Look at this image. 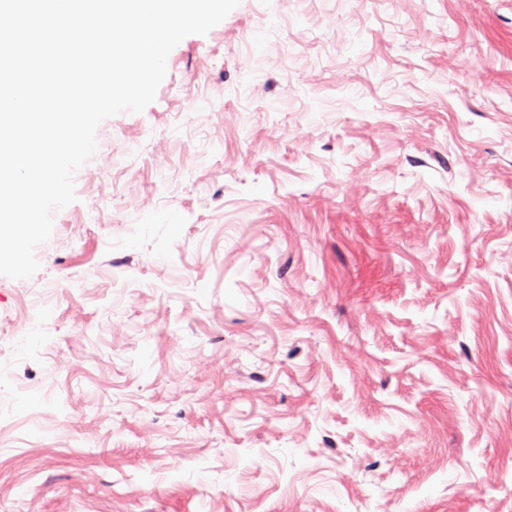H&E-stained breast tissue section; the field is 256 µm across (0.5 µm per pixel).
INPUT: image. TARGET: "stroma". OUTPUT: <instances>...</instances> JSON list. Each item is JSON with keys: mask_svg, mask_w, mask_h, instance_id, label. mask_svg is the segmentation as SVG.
<instances>
[{"mask_svg": "<svg viewBox=\"0 0 512 512\" xmlns=\"http://www.w3.org/2000/svg\"><path fill=\"white\" fill-rule=\"evenodd\" d=\"M0 276V512H512V0H240Z\"/></svg>", "mask_w": 512, "mask_h": 512, "instance_id": "35a3bbf8", "label": "stroma"}]
</instances>
